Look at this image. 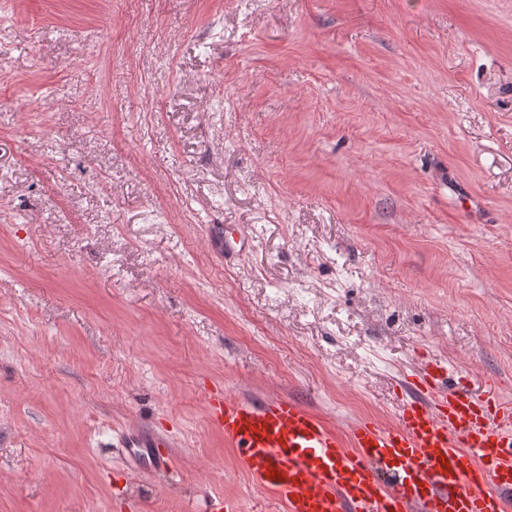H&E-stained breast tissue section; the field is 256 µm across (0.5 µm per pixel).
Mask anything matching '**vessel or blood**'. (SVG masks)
Segmentation results:
<instances>
[{"label":"vessel or blood","mask_w":512,"mask_h":512,"mask_svg":"<svg viewBox=\"0 0 512 512\" xmlns=\"http://www.w3.org/2000/svg\"><path fill=\"white\" fill-rule=\"evenodd\" d=\"M214 251L233 261L246 234L208 227ZM399 388L408 393L393 424L351 423L340 437L302 403L240 401L207 390L210 423L238 451L241 467L285 512H507L512 506V401L495 379L471 387L434 355L420 357ZM125 468L167 470V439L126 433Z\"/></svg>","instance_id":"obj_1"}]
</instances>
